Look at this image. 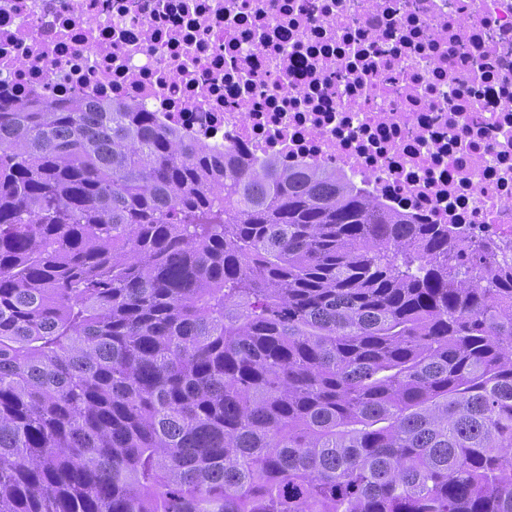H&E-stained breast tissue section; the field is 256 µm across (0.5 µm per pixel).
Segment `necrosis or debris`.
<instances>
[{
    "label": "necrosis or debris",
    "mask_w": 512,
    "mask_h": 512,
    "mask_svg": "<svg viewBox=\"0 0 512 512\" xmlns=\"http://www.w3.org/2000/svg\"><path fill=\"white\" fill-rule=\"evenodd\" d=\"M41 88L512 238V0H0V97Z\"/></svg>",
    "instance_id": "4bbe7bcc"
}]
</instances>
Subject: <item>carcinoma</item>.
<instances>
[{
  "label": "carcinoma",
  "mask_w": 512,
  "mask_h": 512,
  "mask_svg": "<svg viewBox=\"0 0 512 512\" xmlns=\"http://www.w3.org/2000/svg\"><path fill=\"white\" fill-rule=\"evenodd\" d=\"M470 240L0 99V512H512V244Z\"/></svg>",
  "instance_id": "carcinoma-1"
}]
</instances>
